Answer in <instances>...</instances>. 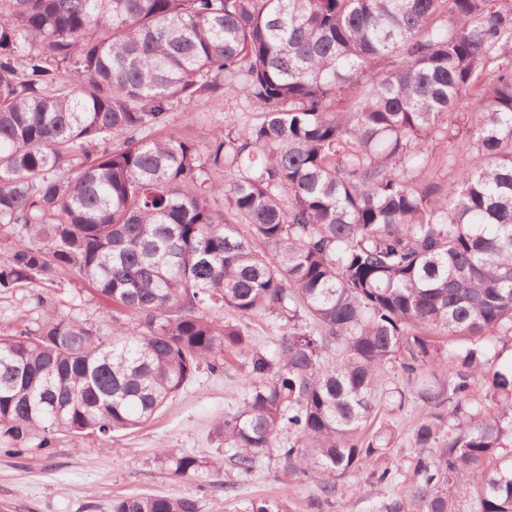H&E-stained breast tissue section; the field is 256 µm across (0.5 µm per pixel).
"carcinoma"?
<instances>
[{"instance_id":"1","label":"carcinoma","mask_w":512,"mask_h":512,"mask_svg":"<svg viewBox=\"0 0 512 512\" xmlns=\"http://www.w3.org/2000/svg\"><path fill=\"white\" fill-rule=\"evenodd\" d=\"M471 93L470 163L425 176ZM238 94L255 121L167 131L175 107ZM67 274L111 301L112 333L50 310L0 336L5 451L140 428L239 356L248 390L213 428L239 477L273 449L331 499L386 445L364 424L419 398L421 512L473 479L477 512H512V368L484 379L512 335V0H0V292ZM258 315L279 322L271 350ZM249 330L259 345L269 349L274 347V342L279 334L278 324L270 317L252 319L249 321Z\"/></svg>"}]
</instances>
